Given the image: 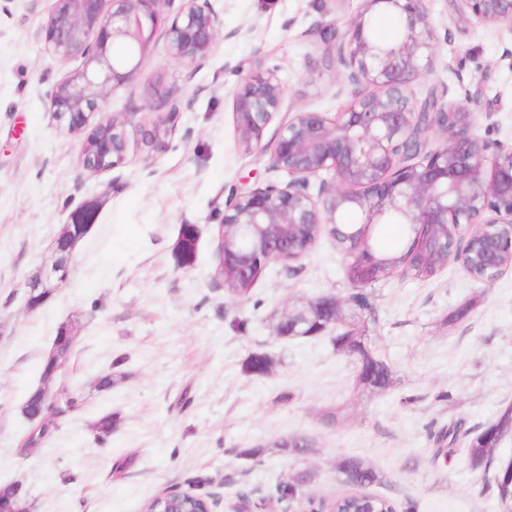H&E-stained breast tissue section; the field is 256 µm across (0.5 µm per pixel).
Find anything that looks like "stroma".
Returning a JSON list of instances; mask_svg holds the SVG:
<instances>
[{
	"instance_id": "obj_1",
	"label": "stroma",
	"mask_w": 512,
	"mask_h": 512,
	"mask_svg": "<svg viewBox=\"0 0 512 512\" xmlns=\"http://www.w3.org/2000/svg\"><path fill=\"white\" fill-rule=\"evenodd\" d=\"M54 0H0V484L17 483L32 512H146L171 490H200L213 512H307L343 488L338 461L363 458L379 476L372 493L413 512H498L480 471L464 456L437 459L433 434L449 420L479 432L512 404V269L493 282L448 263L423 280L395 271L368 285L369 310L343 309L393 373L389 386H357L356 367L331 333L280 338L277 317L316 298H347L344 261L320 236L299 261L269 263L246 298L216 276L215 226L234 196L287 183L269 154L245 152L233 92L242 78L277 70L287 104L335 117L352 99L326 67L323 33L344 29L361 0H212L226 36L196 64L172 61L163 40L142 56L139 74L116 87L105 111L160 124L167 148L148 157L138 135L124 163L92 174L80 163L82 139L50 110V95L73 63L45 48ZM437 37L428 80L415 99L480 92L478 136L512 146V34L456 19L454 0H427ZM458 60L449 71V60ZM168 89L177 113L156 108ZM94 203L96 232L73 256L68 281L28 310V278L49 263L51 242L78 206ZM201 237L194 264H174L181 225ZM139 250L113 257L120 226ZM111 262L112 275L97 274ZM78 317L61 381L80 408L23 442L33 424L22 414L40 384L41 363L59 326ZM269 359L263 375L249 357ZM111 375L110 390L97 387ZM114 413L110 436L94 423ZM307 437L296 458L278 441ZM261 446V461L239 449ZM308 470L313 481L291 499L276 487Z\"/></svg>"
}]
</instances>
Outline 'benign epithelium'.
<instances>
[{
  "mask_svg": "<svg viewBox=\"0 0 512 512\" xmlns=\"http://www.w3.org/2000/svg\"><path fill=\"white\" fill-rule=\"evenodd\" d=\"M456 2L459 21L512 34V0ZM379 14L400 20V38L388 45L371 34L372 18ZM223 29L211 0H55L44 26L45 48L78 66L56 84L50 110L68 132L83 136L84 170L101 174L124 163L131 120L106 117L104 107L114 88L137 76L139 57L156 36L164 39L171 60L193 63L211 53ZM325 40L345 68L342 81L370 91L356 94L334 120L299 109L264 144L265 128L285 107V86L274 71L243 79L234 92L241 142L248 152H270L273 167L290 180L256 187L225 204L217 270L239 278L270 262L296 261L321 234L336 239L344 227L340 215L347 211L359 214L363 224L396 217L426 232L424 255L440 268L450 260L463 264L443 246L465 227L467 241L480 238L482 266L496 277L507 270L503 255L512 252V235L504 239L499 227L512 225V149L473 133V113L482 109L477 96L443 102L427 113L432 128L418 125L421 108L410 91L432 68L437 45L425 0H362L342 34L331 32ZM117 45L125 52L115 54ZM140 133L150 153L165 150L157 129L142 125ZM433 134L443 143L429 150ZM322 173L331 182H321L314 196L309 179ZM95 220L93 211L79 210L63 238L52 243L56 259L27 281L28 309L43 305L68 281L74 246ZM347 237L368 268L382 264L357 232ZM341 304L324 295L285 311L274 335H285L283 321L295 328L311 321L315 307L334 324ZM58 371V363L47 365L37 389L45 406L56 399L51 383Z\"/></svg>",
  "mask_w": 512,
  "mask_h": 512,
  "instance_id": "benign-epithelium-1",
  "label": "benign epithelium"
}]
</instances>
